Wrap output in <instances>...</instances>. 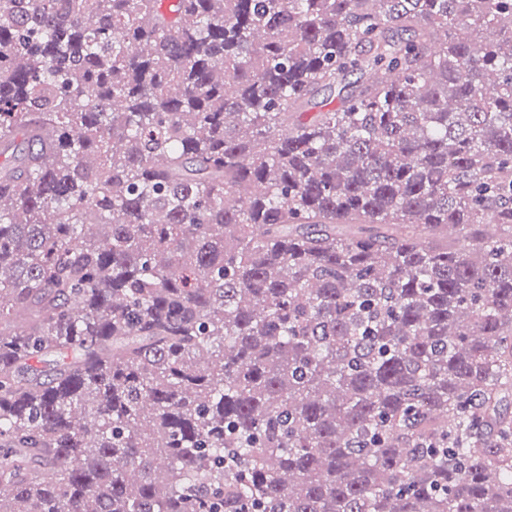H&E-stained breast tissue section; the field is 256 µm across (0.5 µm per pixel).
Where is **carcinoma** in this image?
Returning <instances> with one entry per match:
<instances>
[{
  "label": "carcinoma",
  "mask_w": 512,
  "mask_h": 512,
  "mask_svg": "<svg viewBox=\"0 0 512 512\" xmlns=\"http://www.w3.org/2000/svg\"><path fill=\"white\" fill-rule=\"evenodd\" d=\"M17 151L0 512H512V0H0Z\"/></svg>",
  "instance_id": "cac0c4a2"
}]
</instances>
